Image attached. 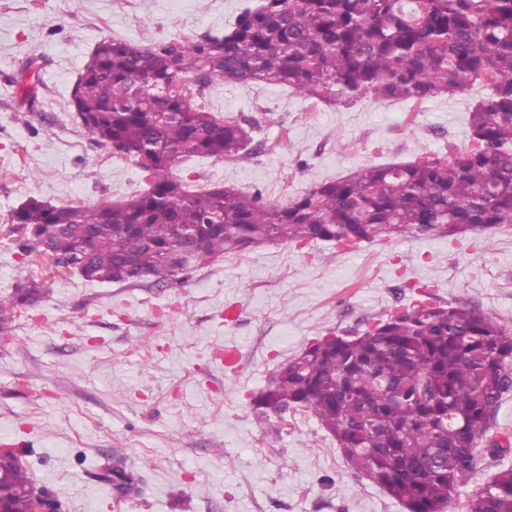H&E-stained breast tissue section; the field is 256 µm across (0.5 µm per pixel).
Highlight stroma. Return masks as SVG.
<instances>
[{
  "mask_svg": "<svg viewBox=\"0 0 512 512\" xmlns=\"http://www.w3.org/2000/svg\"><path fill=\"white\" fill-rule=\"evenodd\" d=\"M244 0H0V295L37 282L0 335V448L66 512H405L360 477L306 412L271 429L254 399L316 337L361 333L429 293L512 329V226L493 236H404L347 249L266 244L161 288L54 275L11 224L30 198L97 206L146 192L130 157L94 142L72 89L102 38L143 45L223 34ZM37 79L26 101L22 70ZM484 85L420 104L304 99L269 83H224L195 102L251 128L241 156L193 157L189 189L231 186L283 205L366 165L447 157L469 144ZM124 470L130 490L102 483Z\"/></svg>",
  "mask_w": 512,
  "mask_h": 512,
  "instance_id": "1",
  "label": "stroma"
}]
</instances>
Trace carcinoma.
I'll return each mask as SVG.
<instances>
[{
  "label": "carcinoma",
  "mask_w": 512,
  "mask_h": 512,
  "mask_svg": "<svg viewBox=\"0 0 512 512\" xmlns=\"http://www.w3.org/2000/svg\"><path fill=\"white\" fill-rule=\"evenodd\" d=\"M185 90L173 86V77ZM487 81L468 112L471 148L450 159L361 167L286 205L231 186L191 192L173 177L190 157L222 161L249 133L185 95L224 82H265L305 99L422 102ZM85 132L134 158L150 189L96 207L31 198L11 223L47 270L90 282L181 272L271 242L356 246L403 236L453 238L512 226V0H261L224 35L141 45L100 40L71 93ZM192 260L182 263V233ZM125 271L128 278L113 277ZM40 285L0 295V321ZM512 392V330L459 302L420 299L354 335L322 336L282 364L254 399L261 420L302 408L360 476L406 512H445L483 453ZM0 479L31 486L17 448H0ZM463 512H512V466L470 493Z\"/></svg>",
  "instance_id": "cac0c4a2"
}]
</instances>
